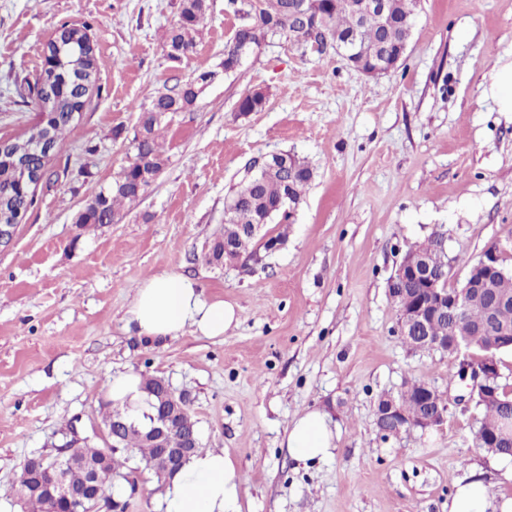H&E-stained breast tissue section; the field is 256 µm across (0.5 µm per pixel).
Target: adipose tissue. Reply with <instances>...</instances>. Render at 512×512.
Wrapping results in <instances>:
<instances>
[{"label":"adipose tissue","mask_w":512,"mask_h":512,"mask_svg":"<svg viewBox=\"0 0 512 512\" xmlns=\"http://www.w3.org/2000/svg\"><path fill=\"white\" fill-rule=\"evenodd\" d=\"M124 322L138 337L166 339L188 331L218 337L236 327L238 318L233 303L204 300L195 280L163 273L136 289ZM283 446L296 462H320L333 455L336 434L323 411L309 409L288 426ZM240 488L230 459L204 449L169 481L168 512H236ZM448 512H512V498L491 501L485 484L473 479L458 485Z\"/></svg>","instance_id":"obj_1"}]
</instances>
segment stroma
I'll return each instance as SVG.
<instances>
[{
    "label": "stroma",
    "mask_w": 512,
    "mask_h": 512,
    "mask_svg": "<svg viewBox=\"0 0 512 512\" xmlns=\"http://www.w3.org/2000/svg\"><path fill=\"white\" fill-rule=\"evenodd\" d=\"M179 3L0 0V137L38 121L24 97L62 25H88L101 86L0 252V512H21L22 461L55 453L69 424L105 447L107 385L142 372L188 393L202 446L224 451L241 479L239 512H448L474 475L491 499L511 498L512 459L475 447L483 413L455 360L404 343L387 281L436 230L449 287L493 246L512 270V112L488 94L512 54V0H417L404 56L377 77L282 39L221 76L240 24L226 0H209L194 52L169 58ZM202 71L217 77L164 128L159 177L119 223L78 233L77 213L133 159L136 105ZM254 91L262 110L237 112ZM282 151L315 172L288 223L264 228L283 246L205 265L231 190ZM161 273L235 303L238 327L158 342L127 333L136 288ZM413 379L443 394L446 420L384 437L377 399ZM310 408L327 413L336 451L303 467L282 441Z\"/></svg>",
    "instance_id": "1"
}]
</instances>
